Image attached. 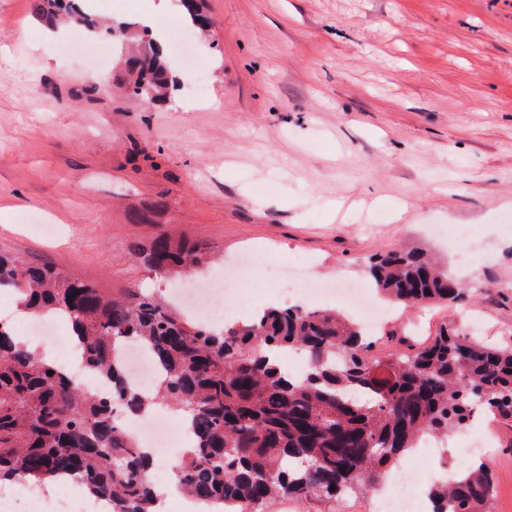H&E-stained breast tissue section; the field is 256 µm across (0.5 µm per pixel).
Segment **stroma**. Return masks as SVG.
<instances>
[{"label":"stroma","instance_id":"1","mask_svg":"<svg viewBox=\"0 0 512 512\" xmlns=\"http://www.w3.org/2000/svg\"><path fill=\"white\" fill-rule=\"evenodd\" d=\"M137 22L153 0H81ZM190 57L205 94L164 105L98 86L59 58L33 0H0V252L49 263L112 297L146 282L130 242L176 228L211 273L256 243L269 267L238 286L262 304L275 264L368 282L372 255L419 247L478 286L465 326L512 346V0H205ZM168 55L180 73L190 57ZM155 223L133 210L158 199ZM465 224L466 244L448 237ZM446 312L391 306L377 356L428 341ZM491 512H512V424H495ZM374 496L310 497L292 512H373Z\"/></svg>","mask_w":512,"mask_h":512}]
</instances>
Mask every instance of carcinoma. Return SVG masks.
Wrapping results in <instances>:
<instances>
[{"label":"carcinoma","mask_w":512,"mask_h":512,"mask_svg":"<svg viewBox=\"0 0 512 512\" xmlns=\"http://www.w3.org/2000/svg\"><path fill=\"white\" fill-rule=\"evenodd\" d=\"M181 4L185 25L199 29L204 3ZM34 12L48 24L66 13L89 31L117 30L112 40L133 51L151 103L169 99L167 61L140 24L103 28L72 0H36ZM164 206L145 204L131 220L152 224ZM131 251L163 282L210 263L203 246L167 232ZM369 275L378 292L407 308L455 304L471 293L418 248L374 256ZM6 290L35 315L67 319L88 369L111 380L112 399L82 390L0 322V481L77 473L112 512H157L158 498L152 460L114 417L116 401L130 410L145 405L114 357L123 343L144 347L162 372L152 400L181 408L190 420L195 444L178 466L181 485L224 505L222 512H264L272 498L350 497L378 484L425 434L448 437L477 412L512 422V346L446 323L430 341L378 357L363 326L334 310L266 307L216 330L159 295L113 298L52 265L0 254V292ZM290 349L309 359L299 379L279 365ZM493 491L491 469L480 460L434 497L441 512H488Z\"/></svg>","instance_id":"obj_1"}]
</instances>
